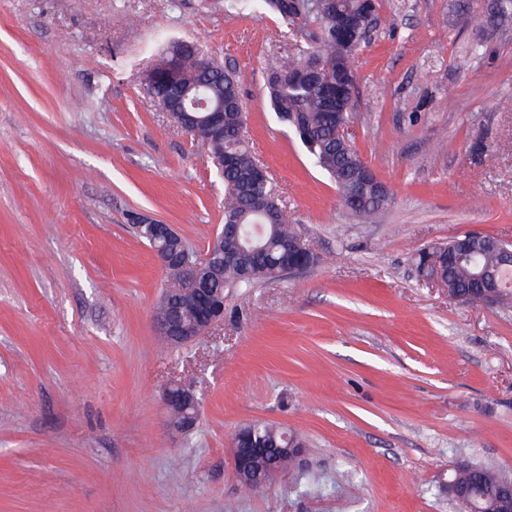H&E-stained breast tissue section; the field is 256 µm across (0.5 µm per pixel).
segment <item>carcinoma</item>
I'll list each match as a JSON object with an SVG mask.
<instances>
[{
	"label": "carcinoma",
	"instance_id": "1",
	"mask_svg": "<svg viewBox=\"0 0 512 512\" xmlns=\"http://www.w3.org/2000/svg\"><path fill=\"white\" fill-rule=\"evenodd\" d=\"M264 8L279 15L285 24L297 20L316 23L320 29L314 39L316 46L290 56L280 66L267 74L270 100L278 119L291 128L301 125L297 133L314 164L325 171L335 182L339 193L345 194L354 183H365L363 202L355 210L359 216L372 217L391 201L387 186L362 160L357 150L347 141L336 137V129L348 125L354 118L352 79L355 54L346 50L336 38V17L355 15L362 17L360 31H366L375 8L365 10L363 0H263ZM168 54L180 57L183 77H173L156 69L146 72L144 85L154 101L164 109L177 90V84L191 79L193 88L189 98L201 92L207 110L224 112V134L215 136L205 123L193 122L197 141L213 155L232 159L224 168V236H232L245 246L259 249L244 256L238 263L221 262L216 257L207 261L211 271L210 287L224 293L227 288H249L262 280H277L285 276L284 257L296 260L300 255L290 252L300 235L294 225L288 223L284 201L276 183L269 180L259 183L256 179L257 158L244 135L240 81L235 71L209 64L201 72L199 60L203 55L194 42L173 40L165 49ZM318 55L333 68L334 84L323 78L312 82L307 71L312 55ZM487 235L472 238V255L454 264L447 261L444 251L436 246L418 253L417 267L426 274L439 273L448 288V294L459 296L472 287L475 265L484 268L499 266L498 256L486 247ZM496 305L512 307V266L502 268ZM250 432L257 442L275 443L280 447L290 444L305 447L303 439L270 423L254 422L241 426ZM504 471L491 461L470 462V465L450 472L449 480L471 491L474 502L498 498L502 492Z\"/></svg>",
	"mask_w": 512,
	"mask_h": 512
}]
</instances>
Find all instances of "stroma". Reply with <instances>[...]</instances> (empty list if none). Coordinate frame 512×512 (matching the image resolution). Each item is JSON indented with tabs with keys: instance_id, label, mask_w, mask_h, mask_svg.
<instances>
[{
	"instance_id": "obj_1",
	"label": "stroma",
	"mask_w": 512,
	"mask_h": 512,
	"mask_svg": "<svg viewBox=\"0 0 512 512\" xmlns=\"http://www.w3.org/2000/svg\"><path fill=\"white\" fill-rule=\"evenodd\" d=\"M490 3L376 0L349 137L392 200L365 221L269 102L312 27L262 0H0V512H459L460 453L512 472V309L450 301L416 265L463 232L512 241V17L485 25ZM172 40L236 69L249 144L320 258L229 289L223 324L179 346L129 216L204 255L224 181L144 90ZM179 383L187 433L163 404ZM255 421L307 448L250 491L230 448ZM165 400L170 426L179 432L192 430L196 425L197 413L190 410L196 409L198 400L194 389L183 384L175 385L167 391Z\"/></svg>"
}]
</instances>
